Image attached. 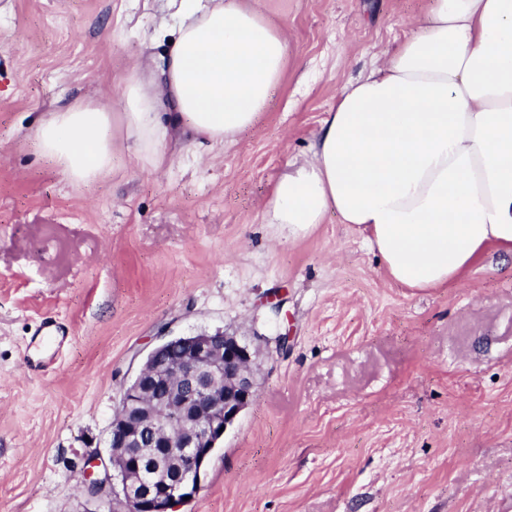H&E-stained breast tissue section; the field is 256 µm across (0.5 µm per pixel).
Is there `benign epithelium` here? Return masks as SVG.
<instances>
[{"label":"benign epithelium","instance_id":"benign-epithelium-1","mask_svg":"<svg viewBox=\"0 0 512 512\" xmlns=\"http://www.w3.org/2000/svg\"><path fill=\"white\" fill-rule=\"evenodd\" d=\"M173 344L179 360L162 363ZM254 352L222 330L162 342L121 389L110 455H90L84 487L120 512H175L194 496L219 440L254 396Z\"/></svg>","mask_w":512,"mask_h":512}]
</instances>
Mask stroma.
Segmentation results:
<instances>
[{
    "label": "stroma",
    "instance_id": "1",
    "mask_svg": "<svg viewBox=\"0 0 512 512\" xmlns=\"http://www.w3.org/2000/svg\"><path fill=\"white\" fill-rule=\"evenodd\" d=\"M288 37L252 129L185 142L156 173L71 183L30 136L174 24L168 0H0V512H110L77 484L107 454L124 383L159 342L224 330L256 346L251 404L178 512H506L512 506V264L446 288L389 279L327 215L265 221L343 86L431 0H250ZM56 321L52 352L38 331Z\"/></svg>",
    "mask_w": 512,
    "mask_h": 512
}]
</instances>
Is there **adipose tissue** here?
Instances as JSON below:
<instances>
[{"label": "adipose tissue", "instance_id": "obj_1", "mask_svg": "<svg viewBox=\"0 0 512 512\" xmlns=\"http://www.w3.org/2000/svg\"><path fill=\"white\" fill-rule=\"evenodd\" d=\"M158 56L120 76V111L78 101L41 117L40 154L73 183L113 171L119 147L171 165L180 138L217 146L251 128L279 84L285 33L242 0H170ZM408 288H441L489 255L512 260V0H433L404 39L346 85L268 223L302 239L328 213Z\"/></svg>", "mask_w": 512, "mask_h": 512}]
</instances>
